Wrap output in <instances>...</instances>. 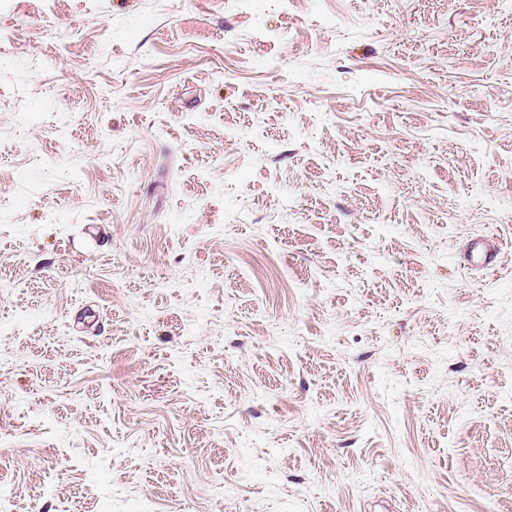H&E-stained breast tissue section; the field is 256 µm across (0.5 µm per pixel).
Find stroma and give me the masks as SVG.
Returning <instances> with one entry per match:
<instances>
[{
    "label": "stroma",
    "mask_w": 512,
    "mask_h": 512,
    "mask_svg": "<svg viewBox=\"0 0 512 512\" xmlns=\"http://www.w3.org/2000/svg\"><path fill=\"white\" fill-rule=\"evenodd\" d=\"M0 33L13 512H512V0ZM500 257L498 241L487 236L476 237L470 243L471 266L479 270L493 269Z\"/></svg>",
    "instance_id": "stroma-1"
}]
</instances>
